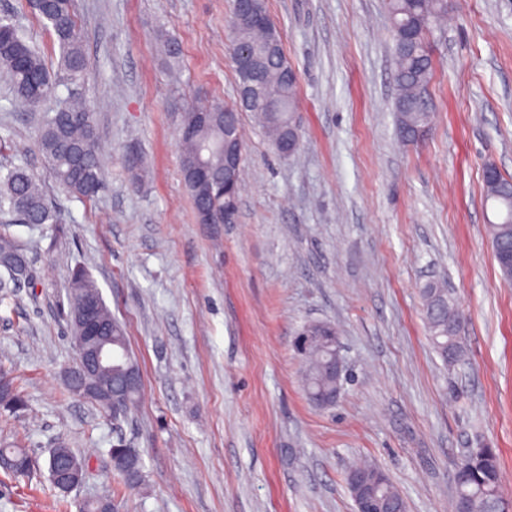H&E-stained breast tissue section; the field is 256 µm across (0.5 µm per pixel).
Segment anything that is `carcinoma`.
<instances>
[{
	"instance_id": "obj_1",
	"label": "carcinoma",
	"mask_w": 512,
	"mask_h": 512,
	"mask_svg": "<svg viewBox=\"0 0 512 512\" xmlns=\"http://www.w3.org/2000/svg\"><path fill=\"white\" fill-rule=\"evenodd\" d=\"M54 36L60 51L56 72L47 67L40 52L6 19L0 20V74L6 79L11 100L25 107L36 108L44 99L57 95L64 87L68 96L56 112L44 116L38 128V142L59 186L78 198H93L105 189L104 166L94 114L78 96L76 86L86 76V59L74 13L73 0H54L53 4L33 5ZM392 16V51L397 59L394 73L396 87L395 112L397 132L408 143L418 144L425 139L421 129L431 124L427 86L433 69L431 38L442 31L448 18V0H389ZM266 27H253L237 10L228 21L233 34L232 51L246 47L260 51L265 39L277 31L269 13H264ZM278 60L266 65L265 76L271 86V100L253 109L259 123L278 143L280 127L288 113L297 112V84L282 86L278 80ZM224 141V127L212 124L201 127L191 136L180 134L181 156L193 155L200 161L220 167L224 153L214 150L201 154L205 144ZM7 211L17 218L28 217L36 224H55L58 216L42 190L38 177L24 163L0 166V212ZM494 258L512 245V223L489 226ZM32 281V271L26 250L10 234L7 226L0 227V300L10 296L23 283ZM67 294L73 340L80 329L76 322L79 306L86 297L100 302L101 320L112 329V345L125 349L128 336L122 325L112 317L102 291L92 276L83 269L72 272ZM423 314L433 346L446 363L461 360L464 350L458 328L464 315L448 301V289L429 283L422 290ZM305 364V388L313 393H331L336 380L326 370L329 354L311 342L300 348ZM16 461L13 472H27L29 456L22 448H0V458ZM52 457L74 466L85 475V461L70 448L60 444ZM456 502L464 504L467 512H504L500 494L501 468L494 448H470L458 466ZM358 476L365 480L385 505L405 512V504L392 483L374 465L363 464L351 469L347 479Z\"/></svg>"
}]
</instances>
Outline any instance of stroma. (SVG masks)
I'll list each match as a JSON object with an SVG mask.
<instances>
[{
	"label": "stroma",
	"mask_w": 512,
	"mask_h": 512,
	"mask_svg": "<svg viewBox=\"0 0 512 512\" xmlns=\"http://www.w3.org/2000/svg\"><path fill=\"white\" fill-rule=\"evenodd\" d=\"M298 78L300 144L276 151L241 115L244 159L234 223L200 224L180 171V114L234 105L226 20L233 0H75L88 74L80 91L107 152L105 189L78 199L56 183L40 112L0 86V163L23 157L60 221L15 224L33 281L0 302V371L27 404L0 409V444L32 460L0 470V512H354L346 475L382 469L406 512H454L466 449L501 458L512 512V282L493 258L483 170L512 178V0H448L433 45L432 130H396L387 0H266ZM49 69L59 49L29 0H0ZM180 49L171 83L161 38ZM137 148L147 174L124 165ZM83 267L129 336L143 390L113 424L71 394L67 281ZM447 288L465 320V363L432 349L421 290ZM334 324L347 368L335 405L312 404L294 339ZM139 448L143 484L113 471L117 437ZM65 443L85 480L54 487Z\"/></svg>",
	"instance_id": "1"
}]
</instances>
